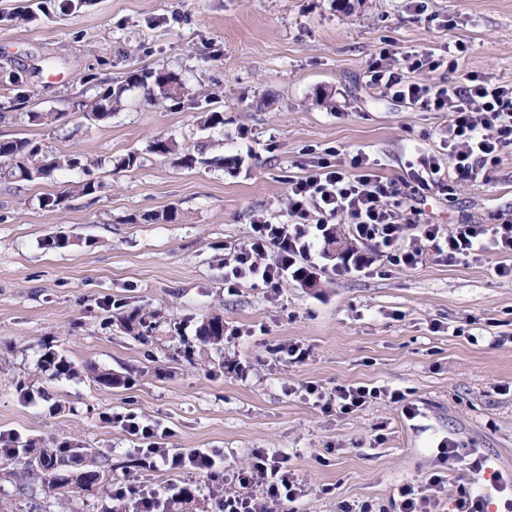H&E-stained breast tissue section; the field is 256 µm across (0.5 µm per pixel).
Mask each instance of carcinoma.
<instances>
[{
    "mask_svg": "<svg viewBox=\"0 0 512 512\" xmlns=\"http://www.w3.org/2000/svg\"><path fill=\"white\" fill-rule=\"evenodd\" d=\"M173 73L164 70L132 72L126 79V86H151L149 99L155 104H162L166 101H174L176 97L171 94L170 77ZM124 88L118 90L107 89L92 105L84 117L89 121H100L112 115L120 104V98ZM206 145L197 144L194 149L183 148L173 138H158L150 145V152L159 156H179L182 167L191 169L199 163L205 162ZM0 159L10 163L7 172H0V175L7 176L15 181H30L35 177L49 176L55 171L80 170L88 175L91 169L98 167L102 161L86 155L48 156L43 152L40 144L28 138H13L0 141ZM123 327L134 334L139 340L146 342L153 332V321L142 314V310L131 312L123 320ZM198 336L205 344L220 346L224 344V318L221 316L211 317L201 323L198 327ZM45 366L52 369L51 377L72 376L77 374V368L65 358L54 352L44 354ZM66 454L67 449L58 451ZM48 448L43 449L39 454L37 462H28L24 465L22 475L33 482L39 483L45 491L50 494L58 489L65 490L66 509L73 512L71 505L80 499L85 492H90L98 485L104 477V469L109 467V459L98 453H93L92 468L69 472L60 468L57 463L56 453Z\"/></svg>",
    "mask_w": 512,
    "mask_h": 512,
    "instance_id": "obj_1",
    "label": "carcinoma"
}]
</instances>
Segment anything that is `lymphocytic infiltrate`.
<instances>
[{"label":"lymphocytic infiltrate","instance_id":"1","mask_svg":"<svg viewBox=\"0 0 512 512\" xmlns=\"http://www.w3.org/2000/svg\"><path fill=\"white\" fill-rule=\"evenodd\" d=\"M465 50L461 42L445 55L416 50L399 53L388 45L367 67L370 83L392 98L419 112L447 113V164L458 185L486 181L501 150L512 147V85L494 83L475 72L459 74V56ZM441 70L448 72V79L431 81V74ZM417 72L422 75L418 81L413 78ZM441 166L433 156H420L410 171L417 198L408 204L401 200L394 182L371 171L365 154L354 155L346 168L321 162L313 173L290 180L285 222L254 220L247 241L236 250L224 273L225 284L249 281L276 292L288 280L306 278L330 226L339 219L351 225L355 239L375 242L390 264L400 268L416 267L427 252L451 265L478 259L489 247L511 256L512 215H498L492 224L463 222L448 231L426 220L424 196L442 185ZM412 229L418 236L410 244L406 237ZM301 390L323 411L339 415L356 412L376 399L399 405L408 419L419 415L418 407L398 388L357 383L327 389L308 382ZM121 426L140 441L145 467L201 476L211 485L223 486V495L215 500L217 512H286L309 493L289 452L271 454L256 448L247 465L233 467L225 464L222 453L208 448L163 447L156 427L136 414L122 417ZM436 459L440 469L424 485L405 483L396 488L390 500L392 512H432L433 495L443 488L447 471L462 466L478 474L484 465L479 449L463 447L449 437L439 442ZM497 495L504 499L505 512H512V475L495 474L486 487L460 484L454 512H488ZM110 498L132 512H163L165 507L159 491L138 473L113 489Z\"/></svg>","mask_w":512,"mask_h":512}]
</instances>
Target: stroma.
Listing matches in <instances>:
<instances>
[{
	"mask_svg": "<svg viewBox=\"0 0 512 512\" xmlns=\"http://www.w3.org/2000/svg\"><path fill=\"white\" fill-rule=\"evenodd\" d=\"M25 7L33 20L13 22ZM458 42L468 48L460 73L512 85V0H423L419 9L412 0H87L69 11L0 0V140L104 161L90 196L71 192L75 171L0 180V433L21 446L107 453L112 469L79 512H100L113 485L141 472L138 443L119 423L131 412L167 430L168 447L214 448L236 466L255 448L290 449L312 489L299 512L388 505L398 485L425 483L445 437L480 449L485 474L512 473V279L495 272L507 256L487 250L448 265L428 253L400 269L357 240L355 254L372 261L360 272H340L329 245L309 280L279 293L224 284V264L254 219L284 221L289 179L327 152L345 165L366 153L396 181L421 152L447 165V113L409 108L365 71L387 43L439 55ZM141 68L173 72L185 102L154 106L132 87L110 119H84L106 88ZM17 77L31 95L18 107ZM213 106L223 125L200 127ZM33 112L64 118L47 126ZM159 137L205 143L210 164L185 169L151 153ZM131 152L140 167L116 170ZM50 196L57 206H43ZM425 210L446 230L512 213V148L487 181L450 195L432 189ZM60 234L69 245L49 247ZM135 308L158 315L149 341L121 324ZM213 315L229 332L217 347L196 334ZM291 340L309 348L305 362L275 354ZM49 351L79 375L51 378ZM89 362L121 385L97 384L82 371ZM308 381L399 388L421 415L407 419L381 399L326 413L297 394ZM22 466L0 459V512H60L41 486H19ZM148 482L171 512H215L207 491L180 500L181 477L157 470Z\"/></svg>",
	"mask_w": 512,
	"mask_h": 512,
	"instance_id": "35a3bbf8",
	"label": "stroma"
}]
</instances>
